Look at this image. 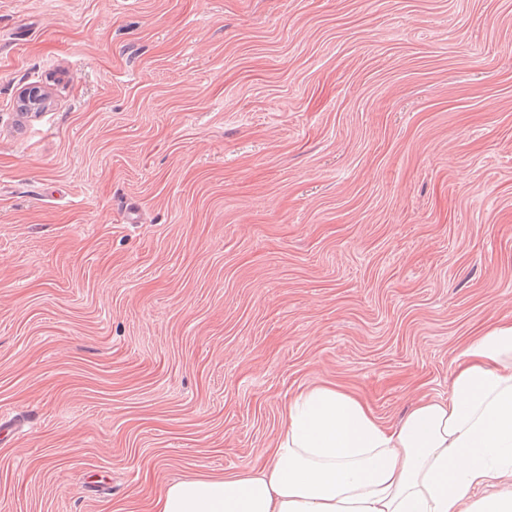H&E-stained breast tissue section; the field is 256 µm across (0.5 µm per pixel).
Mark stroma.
<instances>
[{"mask_svg": "<svg viewBox=\"0 0 512 512\" xmlns=\"http://www.w3.org/2000/svg\"><path fill=\"white\" fill-rule=\"evenodd\" d=\"M502 324L512 0H0V512H150L309 385L396 423Z\"/></svg>", "mask_w": 512, "mask_h": 512, "instance_id": "obj_1", "label": "stroma"}]
</instances>
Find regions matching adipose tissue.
<instances>
[{
	"label": "adipose tissue",
	"instance_id": "adipose-tissue-1",
	"mask_svg": "<svg viewBox=\"0 0 512 512\" xmlns=\"http://www.w3.org/2000/svg\"><path fill=\"white\" fill-rule=\"evenodd\" d=\"M284 418L263 466L173 482L154 512H512V326L468 344L447 397L398 425L333 385Z\"/></svg>",
	"mask_w": 512,
	"mask_h": 512
}]
</instances>
